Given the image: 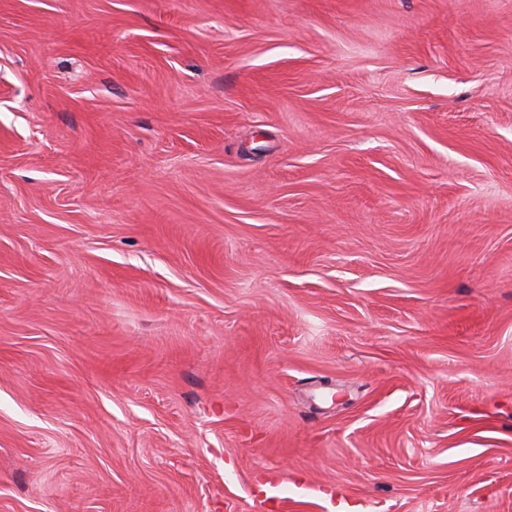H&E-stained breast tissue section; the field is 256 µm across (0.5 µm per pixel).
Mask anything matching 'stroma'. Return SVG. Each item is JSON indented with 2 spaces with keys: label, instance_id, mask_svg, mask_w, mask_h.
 <instances>
[{
  "label": "stroma",
  "instance_id": "stroma-1",
  "mask_svg": "<svg viewBox=\"0 0 512 512\" xmlns=\"http://www.w3.org/2000/svg\"><path fill=\"white\" fill-rule=\"evenodd\" d=\"M512 512V0H0V512Z\"/></svg>",
  "mask_w": 512,
  "mask_h": 512
}]
</instances>
